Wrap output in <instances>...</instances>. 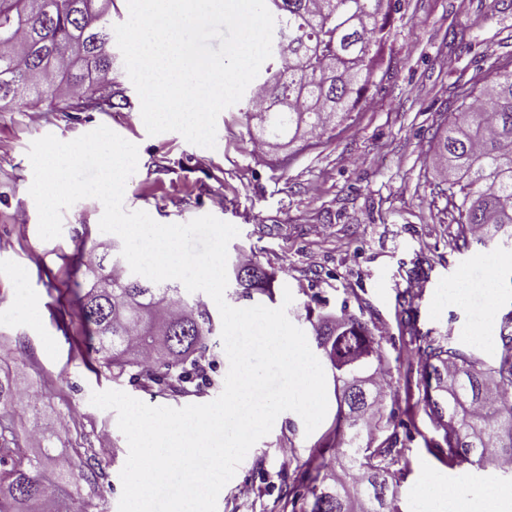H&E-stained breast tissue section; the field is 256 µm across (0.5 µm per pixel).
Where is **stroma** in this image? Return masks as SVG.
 Instances as JSON below:
<instances>
[{
	"label": "stroma",
	"instance_id": "35a3bbf8",
	"mask_svg": "<svg viewBox=\"0 0 512 512\" xmlns=\"http://www.w3.org/2000/svg\"><path fill=\"white\" fill-rule=\"evenodd\" d=\"M494 62H512V0H401L369 100L333 136L275 157L253 151L236 104L217 119L215 148L174 131L148 135L120 57L113 77L127 89L126 106L100 112L0 101V357L22 353L26 374L18 383L42 393L41 419L70 415L55 453L77 461L85 512H118L128 455L116 412L93 406L92 393L119 390L151 406L204 404L221 394L229 360L221 335L210 336L208 380L196 391L95 373L97 356L77 300L92 278L79 258L95 252L111 270L122 241L100 230L103 206L93 198L64 210L61 237L40 238L29 193L32 141L48 134L70 141L109 127L138 147L125 210L146 211L161 224L211 214L236 226L228 265L241 251L252 252L274 277L271 295L255 294L254 304L286 307L306 337L330 317L366 322L388 363L385 405L396 411L390 427L409 460L398 472L401 512H420L436 484L466 488L479 502L483 472L466 463L445 466L425 446L437 431L417 403L421 367L407 357L417 343L403 324L401 297L408 283L420 282V291L409 294L421 332L488 361L498 355L500 326L512 318V248H497L498 286L484 288L486 250H460L432 166L447 113L460 105L463 90L481 85ZM461 280L468 289L457 300L449 291ZM336 410L329 403L310 434L297 413L282 412L221 490L217 512H276L288 487L314 477L310 462L332 441ZM244 482L259 496L238 498Z\"/></svg>",
	"mask_w": 512,
	"mask_h": 512
}]
</instances>
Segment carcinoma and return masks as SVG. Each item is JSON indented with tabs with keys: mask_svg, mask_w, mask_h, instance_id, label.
Returning a JSON list of instances; mask_svg holds the SVG:
<instances>
[{
	"mask_svg": "<svg viewBox=\"0 0 512 512\" xmlns=\"http://www.w3.org/2000/svg\"><path fill=\"white\" fill-rule=\"evenodd\" d=\"M15 0H0V98L24 92L49 105L75 103L105 112L112 97L100 98L104 83L91 84L74 70L59 86L48 80L43 60L81 40L98 57L99 77H112L111 17L87 15L85 0H59L46 9L41 0H23L26 20ZM275 18L272 56L244 94L242 116L252 141L274 152L297 142L309 144L347 121L369 95L394 13L387 0H269ZM448 116L447 134L434 151L437 165L452 178L442 190L462 247L473 242L512 243V69L464 94ZM81 301V319L97 339L99 366L118 381L148 376L157 382L192 383L202 377L199 360L209 352L215 329L208 306L189 302L175 285L154 286L121 264L97 274ZM238 298L259 292L272 296L270 275L259 264H236ZM404 324L422 360L420 404L436 423L441 439L426 446L452 468L478 467L494 457H512V332L500 330V356L489 365L479 355L449 342L428 340L417 329L412 307ZM335 383L337 402L333 454L319 457L322 477L306 487L307 512H398L396 471L401 449L384 432L386 388L374 386L387 363L368 324L348 315L339 327H314ZM0 380V408L18 405L19 391ZM41 454L18 455L0 440V512L48 502L53 512H84L76 467L45 475L43 454L60 439L56 429L38 427Z\"/></svg>",
	"mask_w": 512,
	"mask_h": 512,
	"instance_id": "cac0c4a2",
	"label": "carcinoma"
}]
</instances>
